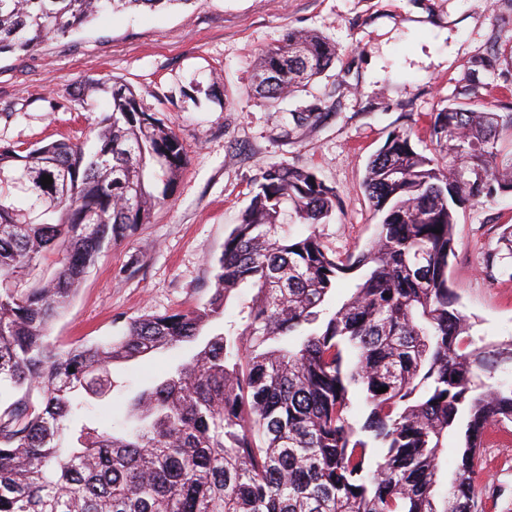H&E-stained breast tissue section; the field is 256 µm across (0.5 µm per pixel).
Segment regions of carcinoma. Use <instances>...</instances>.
Segmentation results:
<instances>
[{
  "mask_svg": "<svg viewBox=\"0 0 512 512\" xmlns=\"http://www.w3.org/2000/svg\"><path fill=\"white\" fill-rule=\"evenodd\" d=\"M177 1L189 2L0 0V54L109 11ZM336 55L321 34L290 31L261 55L253 93L294 94ZM462 95L434 113V156L403 128L370 160L363 188L382 220L356 258L328 252L317 231L342 206L336 191L307 168L271 165L203 305L70 348L49 327L103 245L172 197L186 149L118 81L92 155L71 140L0 145V512H481L478 449L488 426L512 423V384L489 379L512 342L479 348L465 336L448 261L454 207L512 193L502 146L512 111ZM285 202L307 234L280 222ZM500 243L485 267L512 277L511 227ZM358 270L348 298L328 308ZM241 288L254 291L241 325L219 328ZM171 348L190 354L128 401L126 427L85 415L101 385L115 388L112 365ZM352 390L364 399L359 427ZM459 427L441 496L440 458ZM371 448L385 449L374 465Z\"/></svg>",
  "mask_w": 512,
  "mask_h": 512,
  "instance_id": "1",
  "label": "carcinoma"
}]
</instances>
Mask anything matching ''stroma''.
<instances>
[{
  "instance_id": "stroma-1",
  "label": "stroma",
  "mask_w": 512,
  "mask_h": 512,
  "mask_svg": "<svg viewBox=\"0 0 512 512\" xmlns=\"http://www.w3.org/2000/svg\"><path fill=\"white\" fill-rule=\"evenodd\" d=\"M291 30L335 43V63L306 91L269 105L251 93L260 55ZM98 82L83 96L85 81ZM136 92L183 142L174 195L128 240L103 248L50 336L64 347L112 336L115 320L204 303L224 240L262 169H313L342 200L318 231L329 252L358 255L381 220L363 190L369 161L395 129L434 153L430 116L472 87L512 102V0H180L161 11L106 13L29 52L0 55V142L69 139L95 146L113 82ZM312 111L308 123H289ZM448 279L476 346L512 341V277L483 256L512 226V194L457 208ZM158 352L113 367L121 387L94 406L113 424L127 401L174 363ZM477 490L500 485L484 512H512V423L487 434Z\"/></svg>"
}]
</instances>
